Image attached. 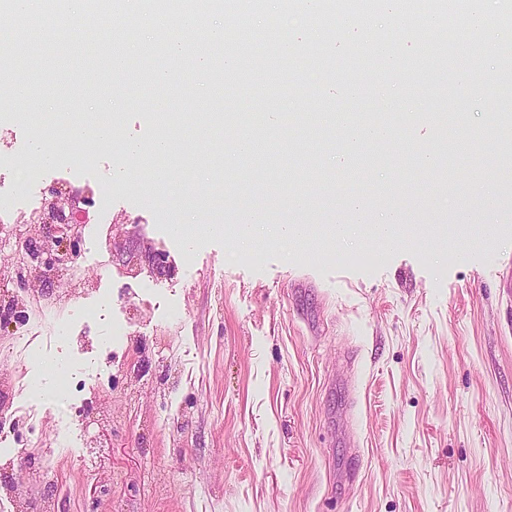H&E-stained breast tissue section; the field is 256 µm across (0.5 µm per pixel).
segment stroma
<instances>
[{"mask_svg":"<svg viewBox=\"0 0 512 512\" xmlns=\"http://www.w3.org/2000/svg\"><path fill=\"white\" fill-rule=\"evenodd\" d=\"M377 41L398 50V75L355 69L352 46ZM511 42L490 21L476 64L495 80L475 92L448 66L458 47L423 58L386 23L358 40L293 44L274 99L258 84L227 93L203 62L182 64L167 115L190 131L217 106L235 127L171 143L160 173L79 142L93 160L79 190L104 175L115 186L108 239L93 224L57 245L85 264L34 279L16 265V225L0 224V307L19 311L0 321V512H512V236L462 241L446 227L451 198L512 161V136L485 131L512 97L501 69ZM59 49L52 37L33 49L44 122L0 99V123L20 127L12 155L74 111L120 113L112 136L126 143L160 136L137 80L95 51L59 68ZM307 64L326 71L321 85L305 84ZM412 112L459 114L465 130L448 141L410 125ZM342 113L387 125L388 140L336 161L350 145ZM242 137L267 155L244 178L232 148ZM207 148L222 177L195 166ZM422 154L435 165L415 167ZM349 196L398 212L415 235L388 251L366 240L342 259L318 238L244 247L210 230L212 207L228 224L257 208L271 224H332ZM164 208L186 238L169 233ZM470 211L474 224L512 225V188ZM46 363L69 387L29 393Z\"/></svg>","mask_w":512,"mask_h":512,"instance_id":"obj_1","label":"stroma"}]
</instances>
